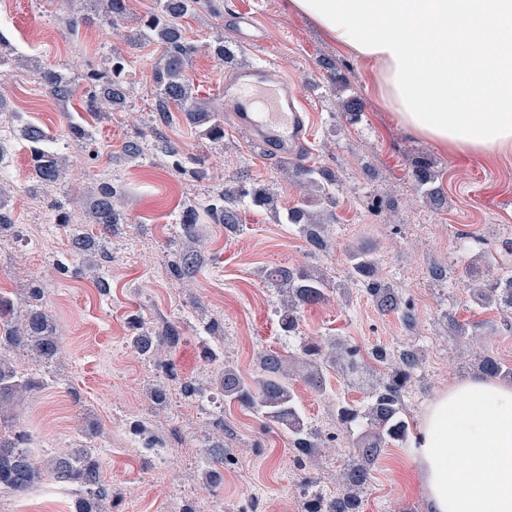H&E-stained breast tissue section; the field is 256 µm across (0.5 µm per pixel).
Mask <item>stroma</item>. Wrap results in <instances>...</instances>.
Wrapping results in <instances>:
<instances>
[{
	"label": "stroma",
	"mask_w": 512,
	"mask_h": 512,
	"mask_svg": "<svg viewBox=\"0 0 512 512\" xmlns=\"http://www.w3.org/2000/svg\"><path fill=\"white\" fill-rule=\"evenodd\" d=\"M82 0H0V32L18 55L40 66L74 72L103 67L116 40L98 20L66 32V19L83 9ZM258 18V41L237 37L238 18ZM186 36L198 51L189 76L201 102L224 112V139L199 136L179 110L161 120L155 110V44L124 48L128 97L125 105L97 120L92 142L71 140L65 112L79 99L61 103L46 95L37 68H6L0 93L7 119L34 122L54 137L53 148L67 159L66 195L45 191L32 174L27 144L8 138L0 181L11 185L7 200L14 233L0 236V285L15 308L29 289L39 288L42 304L60 338L58 359L44 363L14 350L10 358L43 389L15 400L14 425L27 432V448L42 464L77 450L91 451L101 479L122 497L123 512H184L209 505V512H301L304 490L329 492L349 461L352 438L336 420V404L363 405L367 386L325 370L323 391L302 377L293 389L309 427L321 433L319 448L303 454L287 431L224 398L221 376L233 369L250 380L260 373L259 355L294 352L303 337H336L360 351L365 365L383 346L392 351L414 345L421 363L404 399L403 412L418 426L430 402L474 369L451 357L455 340L449 319L479 323V340L512 365V314L480 308L468 300V264L488 246L512 254V153L493 158L459 157L410 136L378 102L366 62L330 41L306 17L289 13L285 0H211L184 19ZM235 43L239 63L268 65L300 97L308 114L309 137L303 162L332 171L335 217L325 246L309 242L269 211L248 208L238 227L210 217L185 238L179 219L188 207L204 208L224 187L243 181L270 188L280 207L301 196L283 161L264 155L226 111L221 86L230 65L206 50L214 34ZM360 99L358 116L342 112L343 98ZM138 156L125 150L129 142ZM432 158L441 172L445 203L435 206L417 191L411 162ZM202 166L205 176L190 172ZM109 183L127 221L115 225L104 249L76 251L72 226L82 222L92 195ZM60 203L70 224L52 223ZM477 243L465 253L463 237ZM377 249L382 281L411 311H381L365 287L353 284L347 253L361 245ZM196 250L199 266L180 276L171 263ZM93 262L95 270L84 267ZM301 265L337 284L322 305L301 310L299 335L278 325L279 296L263 276L265 268ZM441 276H433V268ZM217 324L218 335L207 328ZM176 326L179 337L161 355L142 353L136 332L158 335ZM213 358L202 355L203 345ZM196 389L184 392L185 385ZM164 389L165 403L153 393ZM159 441L150 457L135 449L141 437ZM228 456L220 484L208 471ZM76 486L44 479L27 491L31 512H74ZM363 512H427L411 448H385L364 495Z\"/></svg>",
	"instance_id": "stroma-1"
}]
</instances>
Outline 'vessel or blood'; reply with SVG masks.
<instances>
[{"mask_svg":"<svg viewBox=\"0 0 512 512\" xmlns=\"http://www.w3.org/2000/svg\"><path fill=\"white\" fill-rule=\"evenodd\" d=\"M224 103L238 125L287 162L301 159L306 117L297 93L264 66L239 69L224 84Z\"/></svg>","mask_w":512,"mask_h":512,"instance_id":"b4317fda","label":"vessel or blood"}]
</instances>
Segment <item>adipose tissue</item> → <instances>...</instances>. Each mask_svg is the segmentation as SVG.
<instances>
[{
    "mask_svg": "<svg viewBox=\"0 0 512 512\" xmlns=\"http://www.w3.org/2000/svg\"><path fill=\"white\" fill-rule=\"evenodd\" d=\"M370 62L410 135L464 156L512 152V0H287ZM413 463L428 512H512V384L454 383L423 413Z\"/></svg>",
    "mask_w": 512,
    "mask_h": 512,
    "instance_id": "obj_1",
    "label": "adipose tissue"
}]
</instances>
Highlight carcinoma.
<instances>
[{"instance_id":"carcinoma-1","label":"carcinoma","mask_w":512,"mask_h":512,"mask_svg":"<svg viewBox=\"0 0 512 512\" xmlns=\"http://www.w3.org/2000/svg\"><path fill=\"white\" fill-rule=\"evenodd\" d=\"M101 21L112 27L118 39L138 45L154 43L163 54L153 71V81L160 118H165L169 106L174 104L184 112L186 119L199 128V134L212 141L224 138V113L208 108L194 95V86L187 70L196 53V45L186 39L182 20L196 12L200 0H159L158 9L141 19L138 28L127 34L123 21L127 14L126 0H85ZM207 50L225 64L236 61L237 52L232 45L219 38L207 45ZM125 59L115 53L108 58L103 69L88 68L75 74L65 67H46L40 82L50 96L66 102L76 88L84 89V106L88 112L101 116L123 105L127 93L124 85ZM19 138L28 143L29 158L35 176L43 186H56L63 182V158L50 147L45 132L38 126L23 122L17 126ZM68 133L76 141L92 140V132L78 120L68 121ZM412 176L421 196L440 206L444 197L438 185L439 172L426 156H419L412 165ZM291 177L307 195L296 206L280 213L270 190L247 186L224 188L217 202L208 212L220 224L242 223L241 207L248 204L264 209L276 221L291 224L318 245L326 242L330 214L320 207L322 198L336 184V177L314 166L300 163L293 167ZM6 186L0 182V234L13 230L10 213L4 209ZM116 192L110 187L89 204L87 223L101 226L103 235L112 234V225L123 223L122 214L114 201ZM200 213L190 207L180 216L184 233L195 239V225ZM376 248L359 246L348 252L352 279L364 283L375 296L378 306L387 312H402L406 322L412 321L407 311H401L402 300L394 289L378 279ZM266 277L281 293L283 307L282 326L285 331H298L297 314L305 307L316 306L328 300L335 286L321 274L303 267H276ZM39 293L29 291L27 303L19 315L0 327V492L22 494L35 485L44 473V467L24 448L26 435L8 429L9 416L5 415L17 396L34 390L41 382L22 374L13 365L9 352L15 349L29 351L36 359L50 362L58 356L60 343L50 315L38 304ZM470 301L478 307L512 310V274L504 271L494 279L472 277ZM456 339L470 352V364L491 378H512V365L490 355L487 350L474 351L471 343L477 329L475 323L449 318ZM177 336L169 328L151 339L146 335L134 337V343L144 353L161 349ZM374 358L386 364L381 382L374 388L370 401L363 407L347 403L336 404V419L353 436V454L340 473V488L334 495H310L303 502V512H362L363 494L370 484L372 468L382 449L388 445L405 444L410 436V424L403 413V399L420 364V351L414 346L401 350L393 358L382 347L373 352ZM262 375L245 381L231 368L224 369V398L247 406L256 414L282 426L293 436L294 446L304 454L318 447V435L304 420L302 409L290 385V378L303 375V380L317 391L323 390L324 369L339 367L349 375L360 373L355 349L334 338H310L302 343L299 353L285 357L276 351H267L260 358ZM60 482L78 486L84 494L75 502L74 512H108L106 505H115L112 487L100 480L99 466L91 453L61 459L52 468Z\"/></svg>"}]
</instances>
